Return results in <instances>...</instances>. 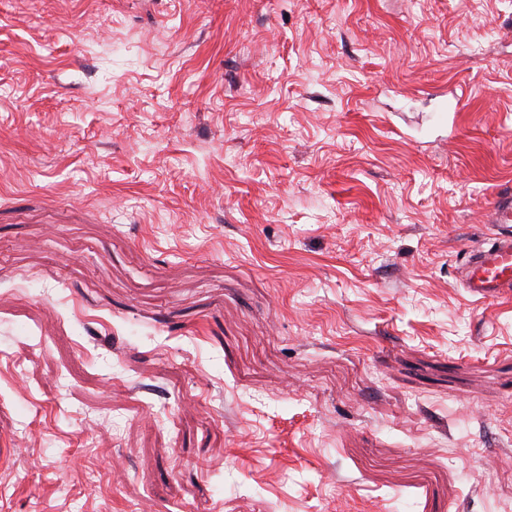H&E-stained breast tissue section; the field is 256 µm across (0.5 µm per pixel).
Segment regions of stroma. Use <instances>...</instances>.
Segmentation results:
<instances>
[{
  "instance_id": "obj_1",
  "label": "stroma",
  "mask_w": 512,
  "mask_h": 512,
  "mask_svg": "<svg viewBox=\"0 0 512 512\" xmlns=\"http://www.w3.org/2000/svg\"><path fill=\"white\" fill-rule=\"evenodd\" d=\"M509 191L512 0H0V512H512ZM487 218L494 232L467 253L463 285L478 300H497L512 295V195H496Z\"/></svg>"
}]
</instances>
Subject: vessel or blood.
Segmentation results:
<instances>
[{
  "mask_svg": "<svg viewBox=\"0 0 512 512\" xmlns=\"http://www.w3.org/2000/svg\"><path fill=\"white\" fill-rule=\"evenodd\" d=\"M487 218L493 233L468 252L463 285L478 299L497 300L512 295V195L495 196Z\"/></svg>",
  "mask_w": 512,
  "mask_h": 512,
  "instance_id": "b4317fda",
  "label": "vessel or blood"
}]
</instances>
